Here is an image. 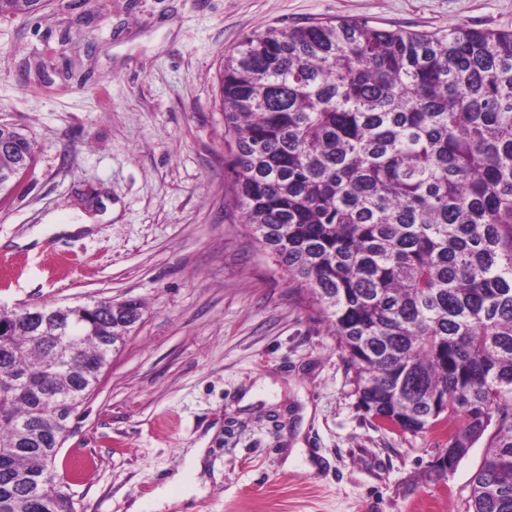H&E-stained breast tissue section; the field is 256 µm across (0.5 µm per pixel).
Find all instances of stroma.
<instances>
[{
  "instance_id": "stroma-1",
  "label": "stroma",
  "mask_w": 512,
  "mask_h": 512,
  "mask_svg": "<svg viewBox=\"0 0 512 512\" xmlns=\"http://www.w3.org/2000/svg\"><path fill=\"white\" fill-rule=\"evenodd\" d=\"M351 18L512 30V0H47L0 17V124L34 149L0 195V310L145 304L57 456L76 512H160L153 492L190 448L207 451L191 512H467L484 442L425 482L447 439L360 409L327 321L235 206L225 56L255 31ZM105 197L111 221L57 253L18 245Z\"/></svg>"
}]
</instances>
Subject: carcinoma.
Returning a JSON list of instances; mask_svg holds the SVG:
<instances>
[{
    "label": "carcinoma",
    "instance_id": "cac0c4a2",
    "mask_svg": "<svg viewBox=\"0 0 512 512\" xmlns=\"http://www.w3.org/2000/svg\"><path fill=\"white\" fill-rule=\"evenodd\" d=\"M221 94L244 223L329 322L359 407L412 434L462 418V456L489 434L468 512H512V31L270 28L225 58ZM32 160L0 125V193ZM57 309L0 313V512H74L43 475L143 316L134 298Z\"/></svg>",
    "mask_w": 512,
    "mask_h": 512
}]
</instances>
